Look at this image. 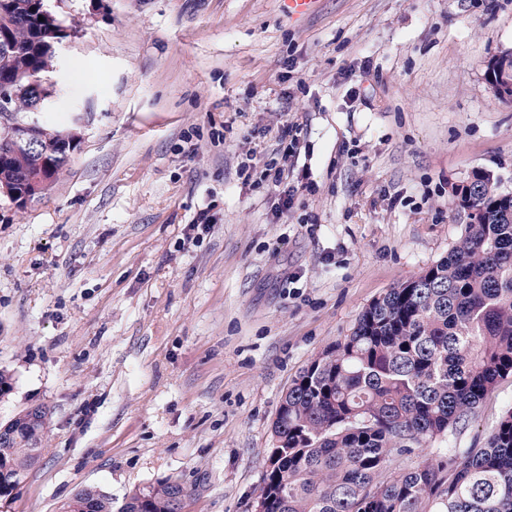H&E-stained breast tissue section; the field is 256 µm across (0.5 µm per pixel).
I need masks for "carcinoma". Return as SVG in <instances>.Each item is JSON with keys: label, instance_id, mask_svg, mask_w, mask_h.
<instances>
[{"label": "carcinoma", "instance_id": "cac0c4a2", "mask_svg": "<svg viewBox=\"0 0 512 512\" xmlns=\"http://www.w3.org/2000/svg\"><path fill=\"white\" fill-rule=\"evenodd\" d=\"M0 86L54 68L44 0H0ZM39 171L36 158L0 161ZM464 234L434 265L374 299L349 336L312 359L281 399L259 495L263 512H512V411L483 448H448L499 380L512 376V195L477 173ZM0 438V500L40 450L47 412L26 410ZM427 459L390 472L397 458ZM179 482L138 488L119 508L86 487L59 512H180Z\"/></svg>", "mask_w": 512, "mask_h": 512}]
</instances>
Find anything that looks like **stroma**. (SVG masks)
<instances>
[{"label":"stroma","mask_w":512,"mask_h":512,"mask_svg":"<svg viewBox=\"0 0 512 512\" xmlns=\"http://www.w3.org/2000/svg\"><path fill=\"white\" fill-rule=\"evenodd\" d=\"M46 5L68 33L55 93L16 119L79 139L38 200L0 195V423L48 414L0 512L165 479L184 512H254L302 368L447 255L473 172L512 193V102L485 79L512 0H319L300 21L278 0ZM288 120L277 220L261 173ZM510 409L512 377L450 446Z\"/></svg>","instance_id":"stroma-1"}]
</instances>
